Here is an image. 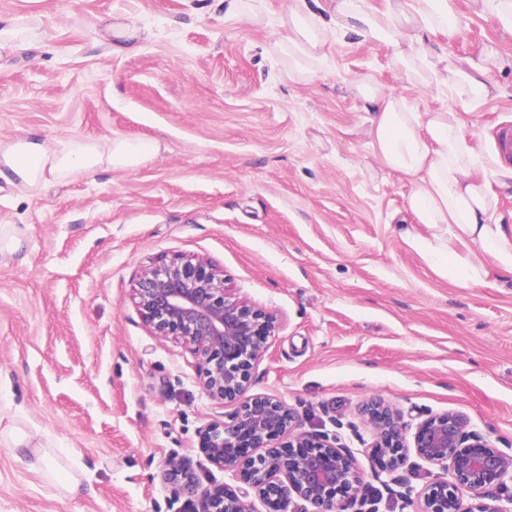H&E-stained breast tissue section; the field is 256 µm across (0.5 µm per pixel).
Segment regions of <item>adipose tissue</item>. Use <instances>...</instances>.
Returning a JSON list of instances; mask_svg holds the SVG:
<instances>
[{"label": "adipose tissue", "mask_w": 512, "mask_h": 512, "mask_svg": "<svg viewBox=\"0 0 512 512\" xmlns=\"http://www.w3.org/2000/svg\"><path fill=\"white\" fill-rule=\"evenodd\" d=\"M451 0H407L402 6L369 10L364 0H289L279 26L284 34L275 44L288 56L290 77L311 79L323 55L329 32L354 34L387 45L393 65L424 86L447 89L471 104L491 92L485 66L448 58L426 41V34L454 38L461 19ZM359 93L370 114L373 147L383 166L401 173L410 185L409 208L433 232L429 261L460 284L479 283L487 265L512 275V225L499 223L497 196L491 182L512 179V170L478 164L474 142L455 113L415 112L399 97L385 94L374 83ZM157 144L122 138H71L48 142L26 135L0 140V180L24 192H37L47 180L72 182L101 170L136 169L155 158ZM12 447L33 451L32 471L60 480L77 495V479H59L38 439L22 431L9 436Z\"/></svg>", "instance_id": "1"}]
</instances>
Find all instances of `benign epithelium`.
Returning <instances> with one entry per match:
<instances>
[{
	"instance_id": "1",
	"label": "benign epithelium",
	"mask_w": 512,
	"mask_h": 512,
	"mask_svg": "<svg viewBox=\"0 0 512 512\" xmlns=\"http://www.w3.org/2000/svg\"><path fill=\"white\" fill-rule=\"evenodd\" d=\"M132 301L152 335L184 344L201 365L206 397L233 404L228 419L204 429L201 450L214 466L242 478L266 512H295L299 499L314 512H352L365 501L353 453L321 433L296 432L294 413L276 396L251 394L252 368L276 316L249 304L225 285L224 274L203 259L175 257L145 267ZM369 432L364 443L383 485L398 481L408 452L437 473L420 490L399 493L402 508L415 512H512V494L488 496L512 485V456L468 429L461 415L446 411L418 422L412 446L404 444V415L379 398L363 405ZM262 448L264 452L255 453ZM177 494L195 497L197 512H257L249 493H225L201 485L182 458L172 457L161 474Z\"/></svg>"
}]
</instances>
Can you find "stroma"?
<instances>
[{"mask_svg":"<svg viewBox=\"0 0 512 512\" xmlns=\"http://www.w3.org/2000/svg\"><path fill=\"white\" fill-rule=\"evenodd\" d=\"M265 22L224 15L223 0H0L1 16L43 40L0 50V139L160 141L132 171H100L38 195L0 191V226L22 231L25 264L0 262V512H193L160 478L189 460L202 484L245 491L212 465L200 436L231 407L199 386L198 360L152 336L130 293L142 269L176 255L224 272L279 327L254 365L253 392L278 396L302 432L338 435L379 512L400 503L362 454L373 396L416 424L457 412L512 454V276L488 268L462 286L434 270L432 232L410 184L385 168L355 85L372 78L417 112H455L483 158L512 121V32L473 0H453V58L501 63L470 107L412 84L388 49L330 34L318 79L288 76L274 44L289 0H257ZM138 17L139 50L116 56L107 23ZM37 435L82 494L30 470L5 433Z\"/></svg>","mask_w":512,"mask_h":512,"instance_id":"35a3bbf8","label":"stroma"}]
</instances>
